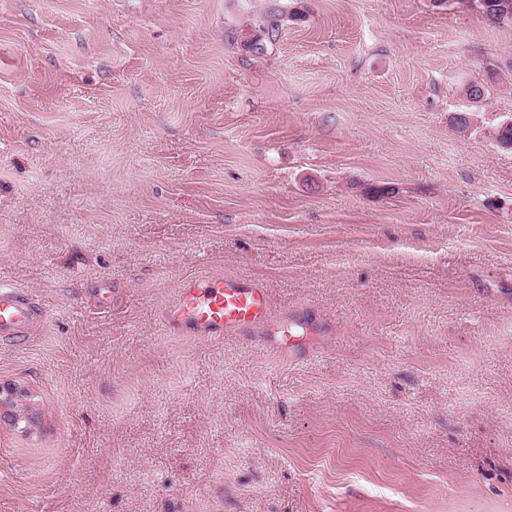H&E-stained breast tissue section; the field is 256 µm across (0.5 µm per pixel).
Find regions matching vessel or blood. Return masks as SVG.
Instances as JSON below:
<instances>
[{"instance_id":"vessel-or-blood-1","label":"vessel or blood","mask_w":512,"mask_h":512,"mask_svg":"<svg viewBox=\"0 0 512 512\" xmlns=\"http://www.w3.org/2000/svg\"><path fill=\"white\" fill-rule=\"evenodd\" d=\"M45 316L28 293L0 282V336L27 335ZM165 320L178 334L198 341H218L228 333L262 329L277 352H288L299 344L290 323L273 322L267 289L245 276L183 279Z\"/></svg>"}]
</instances>
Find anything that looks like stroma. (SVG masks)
<instances>
[{
  "label": "stroma",
  "mask_w": 512,
  "mask_h": 512,
  "mask_svg": "<svg viewBox=\"0 0 512 512\" xmlns=\"http://www.w3.org/2000/svg\"><path fill=\"white\" fill-rule=\"evenodd\" d=\"M510 120L464 2L0 0V512H512ZM238 274L295 351L165 327ZM286 18V13L281 8H270L264 12L259 24V29L262 32L263 38L258 36L247 39L246 42H244V45L252 53L258 55L264 54L267 47V45L264 44V41L267 40V43L272 45L273 42L277 40ZM45 316L28 293L0 282V336H26ZM28 395V392L15 383L4 382L0 383V409L3 410L4 413L11 414V421L14 426L20 425V420H25V425L22 427L23 430L29 431L34 428V421L31 419V414L26 415V417H17L13 410L14 407L20 405V403H25V396Z\"/></svg>",
  "instance_id": "stroma-1"
}]
</instances>
